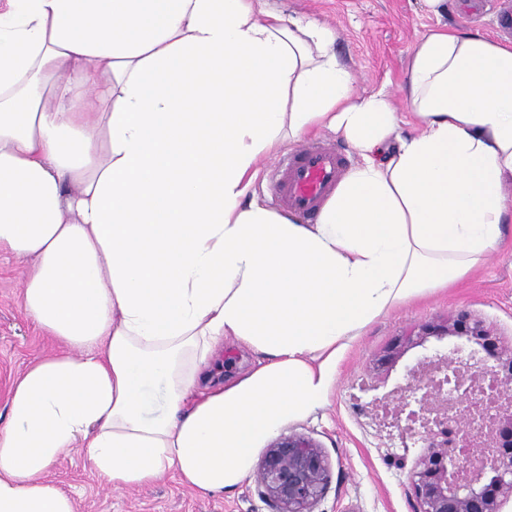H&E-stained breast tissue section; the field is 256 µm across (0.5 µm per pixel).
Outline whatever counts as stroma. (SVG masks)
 I'll return each instance as SVG.
<instances>
[{"mask_svg":"<svg viewBox=\"0 0 512 512\" xmlns=\"http://www.w3.org/2000/svg\"><path fill=\"white\" fill-rule=\"evenodd\" d=\"M506 0H447L441 13L424 0H266L268 9L295 23L318 22L333 31V50L349 68L356 95L380 89L398 92L415 40L441 28H479L511 44L496 16ZM466 314L498 338L512 355V223L503 241L481 265L445 290L411 299L368 325L350 341L336 366L325 408L288 421L287 434L312 438L330 463V482L314 512H417L410 474L425 456L416 439L403 437L374 406L403 382L419 357L410 349L389 375L374 369L378 356L397 336L428 322ZM58 348L28 317L22 300V266L0 256V423L21 374ZM48 480L71 494L76 512H276L257 473L231 493H202L173 473L134 489L104 486L80 452L60 458Z\"/></svg>","mask_w":512,"mask_h":512,"instance_id":"obj_1","label":"stroma"}]
</instances>
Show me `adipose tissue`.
<instances>
[{
	"label": "adipose tissue",
	"mask_w": 512,
	"mask_h": 512,
	"mask_svg": "<svg viewBox=\"0 0 512 512\" xmlns=\"http://www.w3.org/2000/svg\"><path fill=\"white\" fill-rule=\"evenodd\" d=\"M318 23L263 0H0V254L62 352L0 425V512H76L47 481L80 449L115 489L172 472L231 492L259 444L324 408L345 340L463 278L512 223V45L439 29L356 97ZM363 161L304 224L249 199L285 140ZM232 340L259 357L225 384Z\"/></svg>",
	"instance_id": "obj_1"
}]
</instances>
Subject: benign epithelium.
I'll return each instance as SVG.
<instances>
[{"label":"benign epithelium","mask_w":512,"mask_h":512,"mask_svg":"<svg viewBox=\"0 0 512 512\" xmlns=\"http://www.w3.org/2000/svg\"><path fill=\"white\" fill-rule=\"evenodd\" d=\"M449 337L474 344L466 350ZM437 345L407 369L397 393L398 413L406 415L407 431L429 448L413 473L418 512H505L512 501V356L503 357L497 338L478 320L426 323L395 339L377 360L389 368L411 347ZM496 359L487 368L484 356ZM465 383V396H448V384ZM457 430V448H447L437 426L443 416ZM330 466L311 438L280 436L262 457L258 478L276 512H313L329 483Z\"/></svg>","instance_id":"7a95c632"}]
</instances>
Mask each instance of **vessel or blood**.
Instances as JSON below:
<instances>
[{
	"instance_id": "b4317fda",
	"label": "vessel or blood",
	"mask_w": 512,
	"mask_h": 512,
	"mask_svg": "<svg viewBox=\"0 0 512 512\" xmlns=\"http://www.w3.org/2000/svg\"><path fill=\"white\" fill-rule=\"evenodd\" d=\"M276 169L273 191L279 205L310 219L335 194L346 159L337 149L315 143L278 161Z\"/></svg>"
}]
</instances>
